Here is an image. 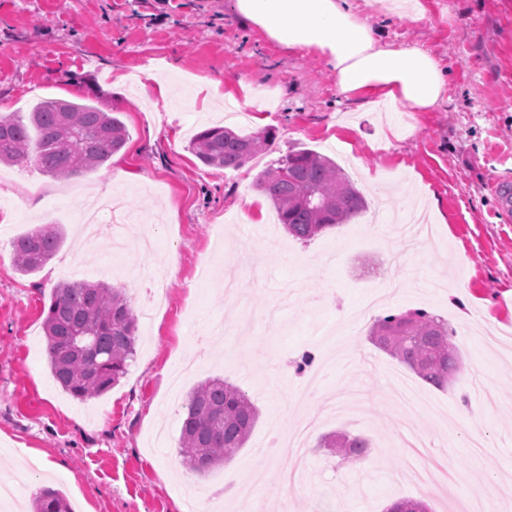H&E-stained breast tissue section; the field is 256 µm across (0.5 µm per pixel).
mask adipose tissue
<instances>
[{"mask_svg": "<svg viewBox=\"0 0 512 512\" xmlns=\"http://www.w3.org/2000/svg\"><path fill=\"white\" fill-rule=\"evenodd\" d=\"M233 9L279 46L320 55L344 98L403 101L430 112L447 96L439 61L419 47L383 41L354 0H233Z\"/></svg>", "mask_w": 512, "mask_h": 512, "instance_id": "adipose-tissue-1", "label": "adipose tissue"}]
</instances>
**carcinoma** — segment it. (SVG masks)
<instances>
[{"mask_svg": "<svg viewBox=\"0 0 512 512\" xmlns=\"http://www.w3.org/2000/svg\"><path fill=\"white\" fill-rule=\"evenodd\" d=\"M271 131L242 135L210 127L193 139L191 150L205 165L240 168L267 150ZM128 140L120 119L89 103L64 99L39 101L27 121L0 116V163L28 161L59 179L95 170ZM255 188L275 207L288 235L308 242L326 229L349 223L367 208L364 196L330 157L290 149L260 172ZM64 239L59 228L41 227L13 241L18 271H39ZM138 319L125 289L103 282L58 284L44 318L48 366L61 388L77 399L112 389L127 374L135 355ZM456 331L422 309L388 314L373 323L370 342L407 366L424 383L444 389L448 372L460 371L458 351L448 352ZM258 409L239 387L209 378L189 394L178 454L189 470L206 475L224 465L247 442ZM321 446L344 461L364 457L368 441L336 434ZM35 512H72L57 491L45 488ZM384 512H429L423 501L397 500Z\"/></svg>", "mask_w": 512, "mask_h": 512, "instance_id": "cac0c4a2", "label": "carcinoma"}]
</instances>
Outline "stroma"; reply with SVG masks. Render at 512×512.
I'll list each match as a JSON object with an SVG mask.
<instances>
[{"label": "stroma", "mask_w": 512, "mask_h": 512, "mask_svg": "<svg viewBox=\"0 0 512 512\" xmlns=\"http://www.w3.org/2000/svg\"><path fill=\"white\" fill-rule=\"evenodd\" d=\"M355 3L384 41L448 67L440 107L344 98L318 54L268 41L232 0H0V114L24 119L62 98L115 113L129 132L109 162L68 179L0 164V476L17 485L0 512H31L48 487L74 512H188L194 493L241 512L245 486L266 512H312L316 497L333 512H382L400 498L433 512H512V199L490 186H512V0H402L376 15ZM227 74L236 83L223 84ZM237 105L250 110L237 130L272 131L274 143L237 170L204 165L191 137ZM291 148L336 160L365 214L307 243L289 236L254 183ZM121 170L128 180L113 182ZM108 182L127 248L104 279L135 312H154L127 375L82 402L50 373L43 320L56 284L101 279L109 240L81 245L79 215ZM416 204L442 251L367 230L385 207ZM39 225L65 241L24 275L12 241ZM392 251L413 278L376 315L448 320L462 369L446 389L367 339L363 308L388 286ZM307 351L313 366L296 372ZM214 377L259 417L244 447L201 476L182 465L178 441L189 392ZM400 385L428 412L392 402ZM305 422L314 431L293 492L281 481L287 460L265 448L272 427ZM335 431L368 438L367 456L343 462L321 448Z\"/></svg>", "instance_id": "stroma-1"}]
</instances>
